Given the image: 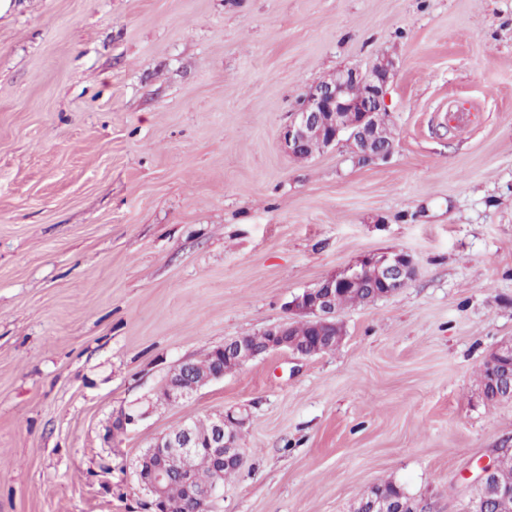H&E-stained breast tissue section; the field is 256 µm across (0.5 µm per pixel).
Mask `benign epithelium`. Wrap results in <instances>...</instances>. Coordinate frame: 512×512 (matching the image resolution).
Masks as SVG:
<instances>
[{
	"label": "benign epithelium",
	"instance_id": "obj_1",
	"mask_svg": "<svg viewBox=\"0 0 512 512\" xmlns=\"http://www.w3.org/2000/svg\"><path fill=\"white\" fill-rule=\"evenodd\" d=\"M394 78V62L387 56H380L366 70L343 67L329 78L313 85L303 96L299 109L282 132V141L289 154L301 156L310 141H317L320 148H328L347 136L354 153L363 161L387 158L393 145H382L376 140L377 129L392 121L386 100L387 86ZM415 276L412 259L403 252H397L379 261L368 260L359 268L330 276L316 287L295 297L290 312L293 317L263 332L266 339L257 346L244 336L224 343L221 353L230 357L245 351L267 353L290 351L301 356H314L334 349L328 339L332 337L331 326L336 324L333 299L342 288H382L381 295L388 296L405 287ZM309 324L316 329L314 345L301 351L296 348L292 336L297 326ZM488 382L495 391L512 396V343L500 344L485 361ZM189 364L184 362L168 376L165 389L168 401L177 403L195 393L199 386L186 381ZM145 413L131 409L121 412L112 422V431H124L138 423ZM212 434L205 443L214 456L217 476H222L224 461L241 465L243 457L237 444L238 428L246 418L219 412L211 417ZM201 440L194 430L186 425L178 432L166 433L155 441L150 452H160V463L149 475L137 470L138 482L149 498L156 499L155 512H170L163 509L166 485L173 478L181 480L188 488L192 503L210 505L222 486L219 481L198 487L186 468L178 463L194 456Z\"/></svg>",
	"mask_w": 512,
	"mask_h": 512
}]
</instances>
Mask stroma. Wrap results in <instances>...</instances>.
<instances>
[{"instance_id":"obj_1","label":"stroma","mask_w":512,"mask_h":512,"mask_svg":"<svg viewBox=\"0 0 512 512\" xmlns=\"http://www.w3.org/2000/svg\"><path fill=\"white\" fill-rule=\"evenodd\" d=\"M383 54L392 154H288L305 92ZM400 251L415 278L339 312L334 350L159 401L182 361ZM508 339L512 0H0V512H149L137 460L241 407L210 512H351L384 481L468 512L512 448L479 382Z\"/></svg>"}]
</instances>
